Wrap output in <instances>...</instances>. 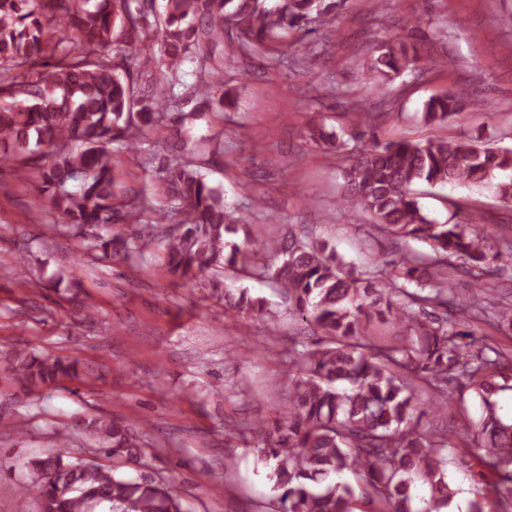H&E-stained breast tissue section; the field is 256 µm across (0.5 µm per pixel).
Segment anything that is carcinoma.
<instances>
[{
  "instance_id": "1",
  "label": "carcinoma",
  "mask_w": 512,
  "mask_h": 512,
  "mask_svg": "<svg viewBox=\"0 0 512 512\" xmlns=\"http://www.w3.org/2000/svg\"><path fill=\"white\" fill-rule=\"evenodd\" d=\"M346 0H0V162L19 163V177L35 178L66 223L89 234L88 248L104 255L129 250L128 242L101 231L132 216L115 191L109 146L117 142L153 167L148 138L171 139L173 89L158 88L157 105L136 94L127 70L129 52L160 45L158 64L178 68L193 56L207 78L200 92L215 88L216 65L208 48L232 25L239 51L282 60L293 30L324 25ZM157 34L148 36L149 18ZM417 60L413 42L384 46L364 74L377 88ZM464 98L448 91L429 98L421 121L436 125L458 116ZM372 112L356 114L357 149L343 171L342 207L367 214L372 226L395 240H417L431 253L409 250L356 273L344 267L325 242L290 235L288 245L259 239L250 225L224 205L213 186L182 152L160 168L169 210L182 232L168 240L171 273L181 278L210 271L217 277L253 275L273 281L288 295L293 315L320 337L293 350L282 418L256 419L248 434L267 464L277 491L274 512H443L456 494L446 469L448 439L419 428L423 414L415 388L430 393L427 409L441 412L464 402L479 404L474 419L461 410L462 455L481 468L479 478L496 512H512V418L499 415L496 396L512 390V350L490 336L473 339L471 327L512 330V287L460 295L448 287L452 259H462L479 284L499 257L512 256V239L491 253L475 224H439L423 212L416 187L457 184L491 187L512 206V148L478 139L429 138L380 141ZM314 145L341 151L335 133L314 126ZM224 306L238 316L277 320L261 297L224 289ZM391 316L409 341L391 344L366 336L362 323ZM22 387L34 392L62 377L77 376L74 364L16 350L7 359ZM101 451L136 464L140 445L129 428L106 416L83 421ZM39 478L33 493L41 512H184L173 486L115 473L92 460L68 462L49 452L30 461ZM351 471L357 485L336 480ZM428 489L416 507L413 488Z\"/></svg>"
}]
</instances>
